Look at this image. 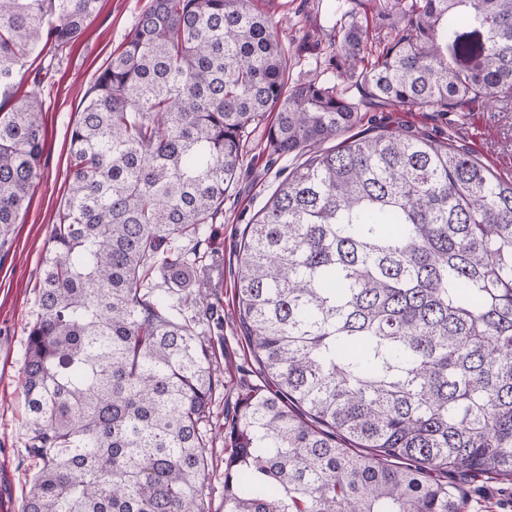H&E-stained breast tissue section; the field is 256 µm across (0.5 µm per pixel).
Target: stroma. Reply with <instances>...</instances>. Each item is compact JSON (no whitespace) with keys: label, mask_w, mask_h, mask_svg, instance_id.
<instances>
[{"label":"stroma","mask_w":512,"mask_h":512,"mask_svg":"<svg viewBox=\"0 0 512 512\" xmlns=\"http://www.w3.org/2000/svg\"><path fill=\"white\" fill-rule=\"evenodd\" d=\"M148 0H100L71 49L56 57L30 54L17 78L18 94H36L42 103L46 148L40 177L27 212L6 246H0V512H17L29 492L37 464L26 448L29 416L22 396L27 326L38 311L39 271L56 214L67 196V166L72 124L86 89L99 69L118 51ZM271 18L278 40L293 57L289 82L297 84L336 75L326 62L341 34L331 0H252ZM362 127L384 124L449 136L502 179L512 178V107H473L467 112H376L362 107ZM295 164L264 149L263 131L244 147L243 166L224 197V214L213 235L196 246L203 257L187 288L185 312L194 315L200 299L211 307L206 332L220 383L213 396L211 463L206 485L210 512H224V421L234 412L237 394L255 382L253 357L236 321L234 271L241 233L251 217Z\"/></svg>","instance_id":"obj_1"}]
</instances>
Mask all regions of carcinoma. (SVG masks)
<instances>
[{"label":"carcinoma","mask_w":512,"mask_h":512,"mask_svg":"<svg viewBox=\"0 0 512 512\" xmlns=\"http://www.w3.org/2000/svg\"><path fill=\"white\" fill-rule=\"evenodd\" d=\"M336 78L378 108L512 101V0H368ZM99 0H0V246L45 153L14 99L34 51ZM248 0H150L88 90L41 264L22 395L38 462L20 512H207L218 378L178 289L247 138L309 153L242 231L234 274L258 382L224 423V512H466L448 475L512 483V180L411 128L361 123ZM343 137L337 147L320 149ZM167 283L160 288L157 276Z\"/></svg>","instance_id":"1"}]
</instances>
